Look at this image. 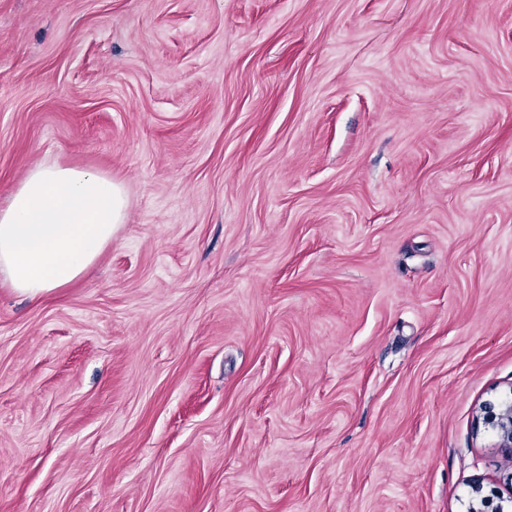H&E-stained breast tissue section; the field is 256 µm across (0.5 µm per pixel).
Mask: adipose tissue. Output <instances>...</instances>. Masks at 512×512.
I'll return each mask as SVG.
<instances>
[{
	"label": "adipose tissue",
	"mask_w": 512,
	"mask_h": 512,
	"mask_svg": "<svg viewBox=\"0 0 512 512\" xmlns=\"http://www.w3.org/2000/svg\"><path fill=\"white\" fill-rule=\"evenodd\" d=\"M124 186L91 169L38 166L0 205V273L35 299L78 280L127 217Z\"/></svg>",
	"instance_id": "obj_1"
}]
</instances>
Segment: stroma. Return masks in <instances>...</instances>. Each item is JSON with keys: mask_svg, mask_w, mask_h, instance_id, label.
I'll use <instances>...</instances> for the list:
<instances>
[{"mask_svg": "<svg viewBox=\"0 0 512 512\" xmlns=\"http://www.w3.org/2000/svg\"><path fill=\"white\" fill-rule=\"evenodd\" d=\"M124 185L0 279V512H512V0H0V201ZM124 186L91 169L37 166L0 205V273L36 299L78 280L127 217ZM490 406L488 424L499 433L501 448H507L509 455H512V401L504 404L498 414L493 413Z\"/></svg>", "mask_w": 512, "mask_h": 512, "instance_id": "obj_1", "label": "stroma"}]
</instances>
